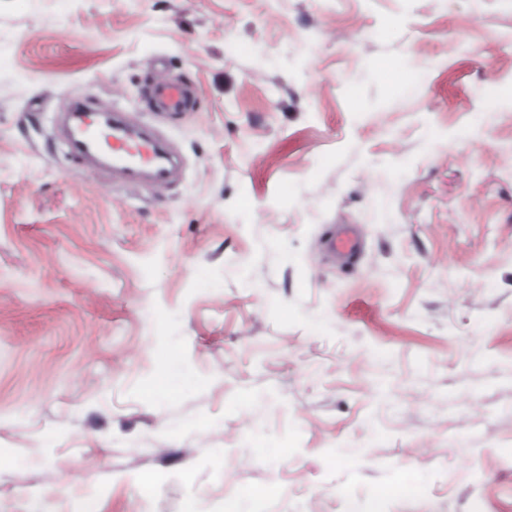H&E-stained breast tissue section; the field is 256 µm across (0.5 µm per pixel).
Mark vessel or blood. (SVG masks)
I'll return each mask as SVG.
<instances>
[{"instance_id": "b4317fda", "label": "vessel or blood", "mask_w": 512, "mask_h": 512, "mask_svg": "<svg viewBox=\"0 0 512 512\" xmlns=\"http://www.w3.org/2000/svg\"><path fill=\"white\" fill-rule=\"evenodd\" d=\"M152 112L178 113L192 104L194 93L164 68H157L146 94ZM66 154L82 166H97L125 185L148 178L151 186H168L177 166L166 141L142 121L136 108L112 107L104 111L92 100L72 101L56 116ZM334 257L351 260L359 256L363 240L356 228L340 225L325 242Z\"/></svg>"}]
</instances>
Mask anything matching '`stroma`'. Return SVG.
<instances>
[{
	"mask_svg": "<svg viewBox=\"0 0 512 512\" xmlns=\"http://www.w3.org/2000/svg\"><path fill=\"white\" fill-rule=\"evenodd\" d=\"M155 60L179 178L72 163ZM0 452V512H512V0H0ZM150 112H185L192 104L194 92L177 78L169 75L163 67L155 71L146 94ZM325 249L334 258L352 260L362 252L363 240L354 226L343 224L326 240Z\"/></svg>",
	"mask_w": 512,
	"mask_h": 512,
	"instance_id": "1",
	"label": "stroma"
}]
</instances>
